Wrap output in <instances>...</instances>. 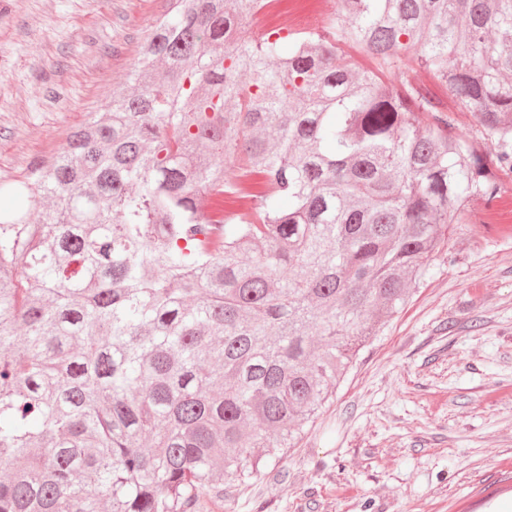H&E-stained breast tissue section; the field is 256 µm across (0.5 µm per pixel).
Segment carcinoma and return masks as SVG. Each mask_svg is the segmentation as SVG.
Returning <instances> with one entry per match:
<instances>
[{"label": "carcinoma", "mask_w": 512, "mask_h": 512, "mask_svg": "<svg viewBox=\"0 0 512 512\" xmlns=\"http://www.w3.org/2000/svg\"><path fill=\"white\" fill-rule=\"evenodd\" d=\"M259 8L168 0L110 109L3 185L0 512H196L254 476L512 179V0L252 37Z\"/></svg>", "instance_id": "1"}]
</instances>
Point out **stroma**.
Instances as JSON below:
<instances>
[{
    "instance_id": "stroma-1",
    "label": "stroma",
    "mask_w": 512,
    "mask_h": 512,
    "mask_svg": "<svg viewBox=\"0 0 512 512\" xmlns=\"http://www.w3.org/2000/svg\"><path fill=\"white\" fill-rule=\"evenodd\" d=\"M0 183L104 111L164 0H6ZM512 191L453 224L295 447L200 512H512Z\"/></svg>"
}]
</instances>
